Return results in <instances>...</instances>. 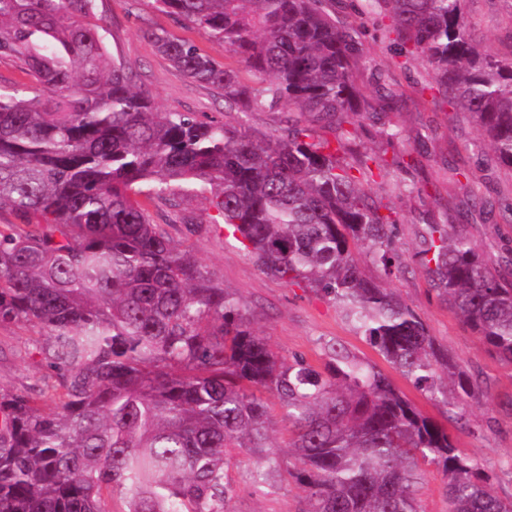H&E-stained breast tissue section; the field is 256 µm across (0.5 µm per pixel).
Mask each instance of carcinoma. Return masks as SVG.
<instances>
[{
	"instance_id": "cac0c4a2",
	"label": "carcinoma",
	"mask_w": 512,
	"mask_h": 512,
	"mask_svg": "<svg viewBox=\"0 0 512 512\" xmlns=\"http://www.w3.org/2000/svg\"><path fill=\"white\" fill-rule=\"evenodd\" d=\"M332 0H154L227 50L219 65L187 40L148 37L224 108L279 112L271 133L160 112L110 57L95 0H0V55L38 85L0 89V323L45 332L51 391L0 394V512H229L233 452L258 455L253 483L303 487L298 512H421V465L442 468L450 512H512L447 429L382 371L342 349L320 372L279 357L213 274L150 221L137 197L211 194L266 273L332 299L398 372L448 406L480 381L454 371L419 313L368 277L401 272L398 220L368 189L403 183L354 148L350 116L393 109L395 79L372 103L355 81L357 30ZM465 0H360L392 20L399 68L423 61L438 94L466 113L512 171V55H481ZM307 117L301 121L294 113ZM380 145L403 129L381 123ZM430 290L512 365V259L425 223L415 253ZM288 422V465L270 442L264 394Z\"/></svg>"
}]
</instances>
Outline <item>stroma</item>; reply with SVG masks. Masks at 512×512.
I'll list each match as a JSON object with an SVG mask.
<instances>
[{
	"mask_svg": "<svg viewBox=\"0 0 512 512\" xmlns=\"http://www.w3.org/2000/svg\"><path fill=\"white\" fill-rule=\"evenodd\" d=\"M333 6L337 15L348 17L359 30L357 82L367 93H375L378 77L391 71L395 60L387 32L390 20L356 13L353 0H333ZM96 11L110 56L138 73L141 89L153 98L159 111L192 112L201 119L239 122L263 132L278 128L280 116L275 112L225 113L223 90L199 84L177 69L156 50L148 33L162 30L173 38L192 41L220 64L226 57L222 42L160 12L153 0H96ZM464 11L480 51L503 54L512 49V0H466ZM397 79L402 102L386 118L400 125L406 137L386 154H411L415 167L406 177V188L375 182L371 189L383 196L400 219L397 249L404 272L388 279L370 264L365 272L422 316L430 336L448 350L460 369L481 376L478 395L460 403V420L450 419L447 407L393 369L357 333L333 300L265 273L239 242L224 237L213 224L216 211L208 194L187 196L177 207L160 198L144 200L143 205L153 223L166 225L172 240L192 249L215 274L250 313L259 336L279 355L303 357L323 371L335 362L334 348L341 347L363 364L383 371L412 405L446 428L457 447L479 461L493 478L496 491L511 495L512 367L496 358L479 336L430 292L427 274L414 254L424 220L445 222L451 207L468 213L465 221L456 223V230L465 234L481 255L495 260L512 254V223L499 216L486 219L453 182L449 162L473 165L479 134L466 114L431 91L434 73L417 64ZM42 347L38 327L0 324V391L21 393L50 383ZM236 459L229 471L234 488L227 504L229 512H297L304 495L298 484L275 480L254 487L253 453L239 450Z\"/></svg>",
	"mask_w": 512,
	"mask_h": 512,
	"instance_id": "35a3bbf8",
	"label": "stroma"
}]
</instances>
